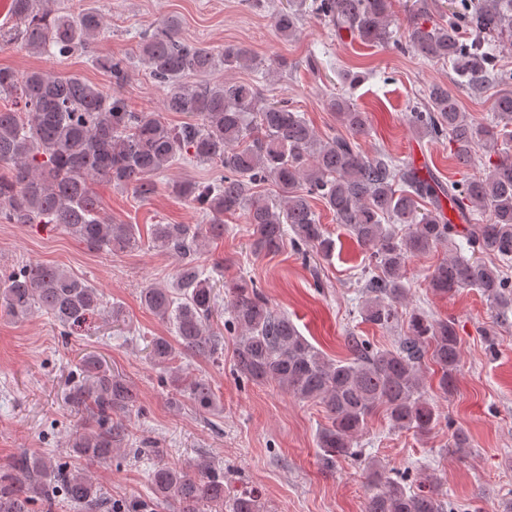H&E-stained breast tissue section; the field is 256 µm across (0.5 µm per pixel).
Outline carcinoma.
Returning a JSON list of instances; mask_svg holds the SVG:
<instances>
[{"instance_id":"1","label":"carcinoma","mask_w":512,"mask_h":512,"mask_svg":"<svg viewBox=\"0 0 512 512\" xmlns=\"http://www.w3.org/2000/svg\"><path fill=\"white\" fill-rule=\"evenodd\" d=\"M52 0H11L14 27L5 31L26 49L50 58L89 52L103 25L91 9L76 14L53 11ZM392 0H287L272 15L283 40L297 36L306 13L324 19L336 35L367 46L394 39ZM427 0H413V19L405 49L431 62H448L455 74L476 90L490 82H512L499 69L481 38L512 41V0H480L461 4L448 18L427 22ZM475 41L463 43V35ZM140 53L150 76L167 86L164 108L190 112L194 122L171 127L131 110L114 96L77 75L52 70L18 73L0 68V96L14 98L20 111L0 110V221L6 224H56L95 250L123 253L142 246L136 224H114L100 216L93 184L106 181L130 187L141 198L156 191L153 176L179 159L216 162L224 179L205 185L176 182L172 192L211 216L209 224H153L148 246L181 261L177 269L179 296L169 288L148 284L142 305L172 322L181 351L165 336L148 345L150 363L170 373L173 388L200 410L215 403L208 379L173 368L177 356L213 359L224 350V331H238L233 369L256 383H275L293 396L325 409L328 425L318 437L323 459L357 460V436L373 411L382 407L394 429L431 431L440 420L426 400L419 370L430 359L440 373L438 386L448 395L460 366V338L455 323L413 311L395 348L373 350L357 337L350 340L354 358L332 360L310 344L284 313L274 312L252 281L240 279L227 288L228 319L214 325L215 284L196 262L206 235L224 234V215L244 211L259 252H279L284 239L310 246L324 257L334 242L319 223L311 201L320 200L365 250L361 316L381 329L398 322V305L406 298L404 283L410 257L437 245L455 243L457 225L447 217L443 200L486 215L472 225L467 245L512 263V154L500 151L482 175L463 181L439 182L420 176L409 166L379 154L366 155L360 139L369 134L367 114L344 96H332L327 108L347 134L321 138L296 108L285 101L264 102L256 85L220 82L186 85L188 75L256 65L252 52L226 44L216 54L180 36V23L169 20L141 36ZM97 65L116 85L128 78L125 58L95 56ZM494 121L482 123L462 112L441 83L431 84L422 107L411 112L418 133L446 139L457 161L472 163L476 149L512 136V92L494 102ZM256 116V125L248 117ZM272 182L279 203L256 195V187ZM479 288L490 304L507 317L512 310V280L477 257L452 256L440 262L429 288L448 295ZM106 308L99 289L65 270L48 265L23 266L0 273V311L19 317L40 310L64 327L79 326ZM81 380L69 387L67 403L86 412L93 424L72 434L78 463L55 464L33 450L15 457L0 471V512H34L41 503L51 512L58 496L79 512H158L165 502L177 512H266L252 490L224 496V467L206 456L180 464H159L149 473V493L115 502L102 491L90 465L107 462L128 436L123 418L139 410L136 388L115 375L93 354L78 363ZM376 491L364 512H447L439 492L440 478L428 474L417 487L404 476L393 478L376 465Z\"/></svg>"}]
</instances>
